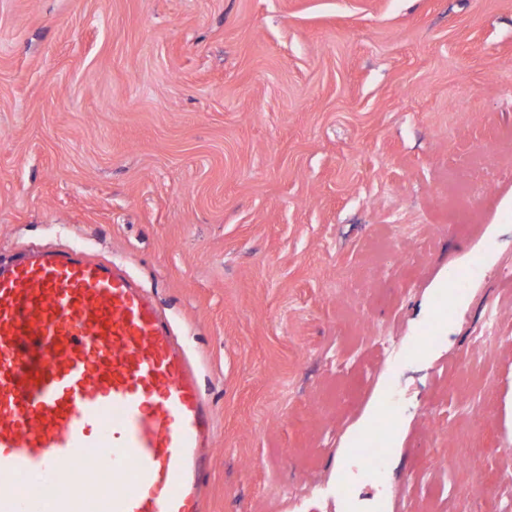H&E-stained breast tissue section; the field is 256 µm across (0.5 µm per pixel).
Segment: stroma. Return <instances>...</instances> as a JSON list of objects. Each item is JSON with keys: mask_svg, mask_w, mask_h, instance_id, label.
<instances>
[{"mask_svg": "<svg viewBox=\"0 0 512 512\" xmlns=\"http://www.w3.org/2000/svg\"><path fill=\"white\" fill-rule=\"evenodd\" d=\"M75 244L197 368L204 512H512V0H0V255Z\"/></svg>", "mask_w": 512, "mask_h": 512, "instance_id": "stroma-1", "label": "stroma"}]
</instances>
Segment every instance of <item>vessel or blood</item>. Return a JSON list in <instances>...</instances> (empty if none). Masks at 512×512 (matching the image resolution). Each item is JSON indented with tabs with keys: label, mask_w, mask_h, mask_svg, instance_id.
Wrapping results in <instances>:
<instances>
[{
	"label": "vessel or blood",
	"mask_w": 512,
	"mask_h": 512,
	"mask_svg": "<svg viewBox=\"0 0 512 512\" xmlns=\"http://www.w3.org/2000/svg\"><path fill=\"white\" fill-rule=\"evenodd\" d=\"M212 434L194 367L124 267L78 247L0 260V512H202ZM64 464L81 474L67 488Z\"/></svg>",
	"instance_id": "obj_1"
}]
</instances>
